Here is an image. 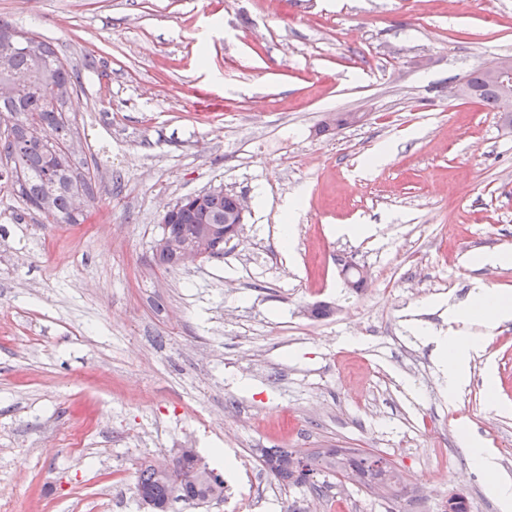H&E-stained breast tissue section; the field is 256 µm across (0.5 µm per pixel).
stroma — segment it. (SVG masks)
<instances>
[{"label":"stroma","instance_id":"obj_1","mask_svg":"<svg viewBox=\"0 0 512 512\" xmlns=\"http://www.w3.org/2000/svg\"><path fill=\"white\" fill-rule=\"evenodd\" d=\"M0 20L81 67L72 163L94 192L83 223L46 224L0 180L9 512H142L145 458L210 464L238 435L251 455H383L404 512L454 494L502 512L460 431L512 478V320L451 403L414 330H447L476 289L512 297V264L471 262L512 251V128L448 94L512 56V0H0ZM350 112L362 121L335 125ZM218 186L250 206L223 257L157 266L164 211ZM348 263L368 287L346 286ZM284 493L295 512L391 499L329 472Z\"/></svg>","mask_w":512,"mask_h":512}]
</instances>
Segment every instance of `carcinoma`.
Listing matches in <instances>:
<instances>
[{"instance_id": "obj_1", "label": "carcinoma", "mask_w": 512, "mask_h": 512, "mask_svg": "<svg viewBox=\"0 0 512 512\" xmlns=\"http://www.w3.org/2000/svg\"><path fill=\"white\" fill-rule=\"evenodd\" d=\"M15 83L13 94L0 99V154L11 163V180L21 198L45 219L57 224L77 223L72 198L91 195L89 172L74 170L71 163V127L65 100L53 96V88L74 86L80 71L59 57L51 47L34 37L16 34L0 21V83ZM464 82L476 94V101L493 112H503L512 123V106H505L487 88L484 68L473 69ZM234 212L233 196L215 193L203 196L200 204H174L168 215L169 235L179 245L198 244L208 234L225 230ZM264 464L270 473L295 486H316L323 468L351 477L369 490H382L400 482L396 468L385 457L369 451H350L322 463L318 457L297 450H266ZM183 479L176 483L154 464L143 462L135 490L144 491L156 512H168L170 502L185 498L201 505L224 497V479L187 452L181 459Z\"/></svg>"}]
</instances>
